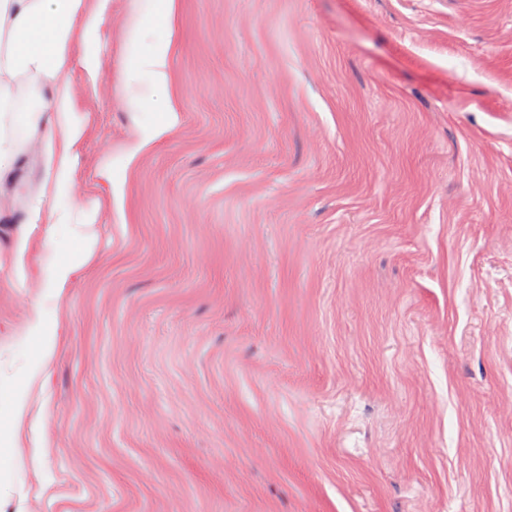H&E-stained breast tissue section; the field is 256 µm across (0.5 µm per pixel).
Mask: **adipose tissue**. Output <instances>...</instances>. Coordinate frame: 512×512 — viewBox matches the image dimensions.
<instances>
[{
	"label": "adipose tissue",
	"instance_id": "adipose-tissue-1",
	"mask_svg": "<svg viewBox=\"0 0 512 512\" xmlns=\"http://www.w3.org/2000/svg\"><path fill=\"white\" fill-rule=\"evenodd\" d=\"M82 0H0V105L9 101L12 88L27 86L40 94L38 112L26 122L37 127L41 113L67 118L73 106L60 82L67 63L66 48L77 34H90L103 22L101 14L82 15ZM82 28H75V18ZM50 96H43V89Z\"/></svg>",
	"mask_w": 512,
	"mask_h": 512
}]
</instances>
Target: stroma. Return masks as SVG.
I'll list each match as a JSON object with an SVG mask.
<instances>
[{"instance_id": "obj_1", "label": "stroma", "mask_w": 512, "mask_h": 512, "mask_svg": "<svg viewBox=\"0 0 512 512\" xmlns=\"http://www.w3.org/2000/svg\"><path fill=\"white\" fill-rule=\"evenodd\" d=\"M146 3L12 130L0 512H512V0ZM170 44L168 40L157 45L150 54L136 57L133 66L136 69L148 70L159 84L164 85L167 80Z\"/></svg>"}]
</instances>
